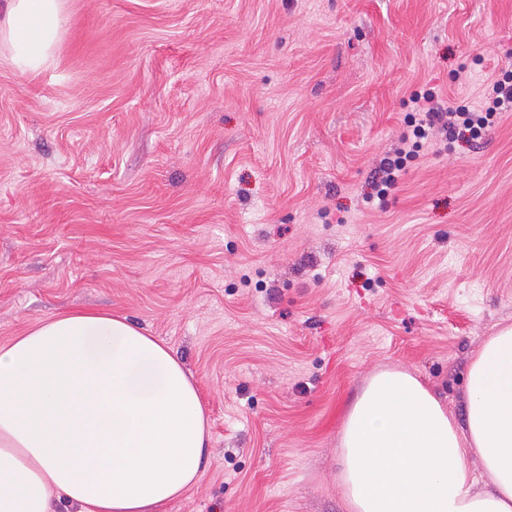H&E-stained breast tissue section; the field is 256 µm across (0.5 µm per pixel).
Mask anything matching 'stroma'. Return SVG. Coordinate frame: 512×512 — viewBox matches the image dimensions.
<instances>
[{
  "label": "stroma",
  "instance_id": "35a3bbf8",
  "mask_svg": "<svg viewBox=\"0 0 512 512\" xmlns=\"http://www.w3.org/2000/svg\"><path fill=\"white\" fill-rule=\"evenodd\" d=\"M0 62V345L125 315L191 374L201 476L159 512H347L337 440L372 374L455 412L512 325V112L373 171L411 99L512 70V0H68Z\"/></svg>",
  "mask_w": 512,
  "mask_h": 512
}]
</instances>
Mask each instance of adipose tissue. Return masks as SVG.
Instances as JSON below:
<instances>
[{
  "label": "adipose tissue",
  "instance_id": "ef3b65f1",
  "mask_svg": "<svg viewBox=\"0 0 512 512\" xmlns=\"http://www.w3.org/2000/svg\"><path fill=\"white\" fill-rule=\"evenodd\" d=\"M66 24L65 0H0V52L37 72ZM465 399L458 414L410 372L374 374L338 436L348 512H512V326ZM208 439L182 364L125 316L64 312L0 345V512H155L199 480Z\"/></svg>",
  "mask_w": 512,
  "mask_h": 512
}]
</instances>
